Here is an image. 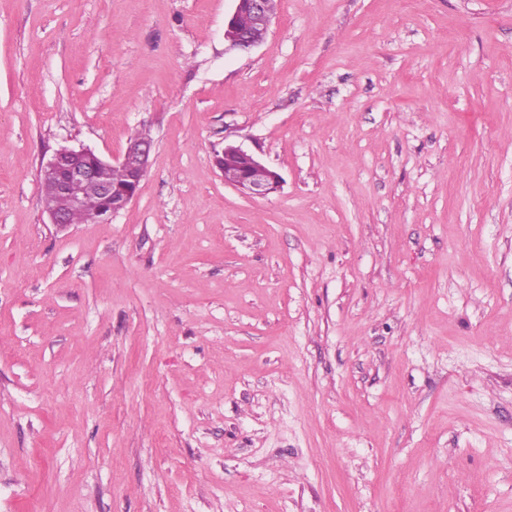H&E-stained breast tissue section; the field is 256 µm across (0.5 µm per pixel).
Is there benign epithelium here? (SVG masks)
Masks as SVG:
<instances>
[{
	"instance_id": "1",
	"label": "benign epithelium",
	"mask_w": 512,
	"mask_h": 512,
	"mask_svg": "<svg viewBox=\"0 0 512 512\" xmlns=\"http://www.w3.org/2000/svg\"><path fill=\"white\" fill-rule=\"evenodd\" d=\"M235 6L224 25V41L228 48L247 51L260 44L250 31L237 25L242 14L268 32L276 18V0H234ZM153 143L145 137L131 140L122 157L106 160L89 148L63 147L41 167L42 181L52 192L68 196L74 209L82 207L83 188L96 185L105 204L102 213L89 216V222L100 223L119 213L138 195L146 175ZM214 163L222 172L224 184L249 197H266L282 183L280 174L239 144L228 143L215 155Z\"/></svg>"
}]
</instances>
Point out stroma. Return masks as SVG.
I'll list each match as a JSON object with an SVG mask.
<instances>
[{"mask_svg": "<svg viewBox=\"0 0 512 512\" xmlns=\"http://www.w3.org/2000/svg\"><path fill=\"white\" fill-rule=\"evenodd\" d=\"M232 7L0 0V512H512V0ZM234 9L224 25V41L228 48L236 50H251L262 41L255 40L247 28L237 25L241 14H247L251 22L263 29L266 35L276 18V1L274 0H233ZM152 152L153 143L145 137L131 140L122 157L115 162L102 158L89 148L63 147L57 150L42 164V181L52 192L68 196L73 209L82 207L83 188L88 184L96 185L100 198L93 188H89L85 194L84 208L72 211L69 219L67 211L59 210L67 209L64 197L55 199L59 209L48 204L44 197L50 223L63 227L68 226L70 221L72 224H86L89 220V223L95 224L119 213L138 195ZM102 170H108L110 177L101 179ZM101 201L105 204L104 211L98 215L91 214L102 209ZM245 157L250 167L246 171H238L233 167V159ZM214 163L222 172L225 185L249 197H266L276 192L282 183L280 174L266 165L262 160L239 144L228 143L222 155H215Z\"/></svg>", "mask_w": 512, "mask_h": 512, "instance_id": "obj_1", "label": "stroma"}]
</instances>
